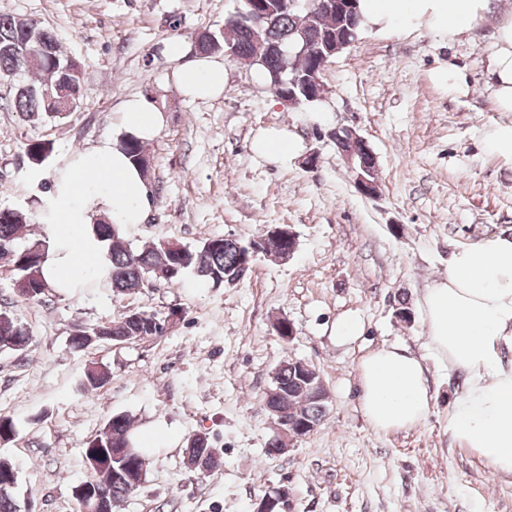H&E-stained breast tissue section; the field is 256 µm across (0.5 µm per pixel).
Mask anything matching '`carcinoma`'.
<instances>
[{"label":"carcinoma","mask_w":512,"mask_h":512,"mask_svg":"<svg viewBox=\"0 0 512 512\" xmlns=\"http://www.w3.org/2000/svg\"><path fill=\"white\" fill-rule=\"evenodd\" d=\"M235 17L227 18L224 28L205 29L196 38L195 52L202 55L224 53L234 49L237 59L249 65H258L265 72L269 86L284 85L294 74L321 73L322 58L315 50H303L305 42H315L322 34L336 32V16L306 6V0L284 3L283 0H261L266 12L249 18L250 0H241ZM38 40L48 45L50 52L34 50L20 58L12 48L19 42ZM0 75L18 78L14 85L11 106L23 120L47 121L61 118L56 103L73 92L81 77L72 66V58L65 55L52 30L35 20L0 15ZM120 147L143 171L148 173L143 142L124 134ZM53 146L47 140L26 143L25 154L34 167L41 166L50 156ZM30 223V215L20 208H0V260L13 272V288L24 300L38 301L51 288L43 276V266L54 248L49 238H34L25 246H17L23 229ZM90 234L104 246L103 262L113 295L123 298L141 288L169 286L190 278L198 283L221 288L224 278L241 271L242 257L247 243L216 236L191 247L178 241L161 239L140 248H133L123 238V226L103 221L90 226ZM168 314L146 313L128 309L117 318L101 324H75L70 333V347L85 350L99 342L128 344L163 336L167 332ZM33 343L27 327L8 311L0 310V352L22 353ZM111 378L105 366L92 364L86 368L78 386L83 391H94ZM325 388L320 392L305 385L297 367L283 360L273 372L271 391L265 395L266 408L282 413L283 423L288 417L321 422L328 411ZM133 425L125 412L113 414L100 434L84 444V459L100 457L107 464L96 473L94 480L106 492V505L101 512H113L115 504L140 487L146 474L144 463L149 461L137 448L135 454L117 457L114 448L133 447ZM185 454L189 466L205 459L210 475L220 470V460L208 435L187 440Z\"/></svg>","instance_id":"obj_1"}]
</instances>
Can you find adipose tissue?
I'll return each instance as SVG.
<instances>
[{"label":"adipose tissue","instance_id":"1","mask_svg":"<svg viewBox=\"0 0 512 512\" xmlns=\"http://www.w3.org/2000/svg\"><path fill=\"white\" fill-rule=\"evenodd\" d=\"M365 21L418 23L468 33L482 21L492 24L491 73L496 102L512 112V9L497 0H360ZM183 43H172L175 84L189 99L215 98L228 80L222 59L189 56ZM126 134L153 139L164 114L154 99L126 102ZM150 206V191L116 139L81 154L54 190L52 221L61 242L50 253L44 276L63 288L77 277L93 276L77 257L89 248L86 227L95 218L115 224H139ZM423 313L430 344L462 378L461 394L448 413V429L496 473L512 475V235L502 233L457 249L448 272L427 288ZM358 399L368 421L391 432L421 423L432 396L422 358L404 345H383L357 366Z\"/></svg>","mask_w":512,"mask_h":512}]
</instances>
